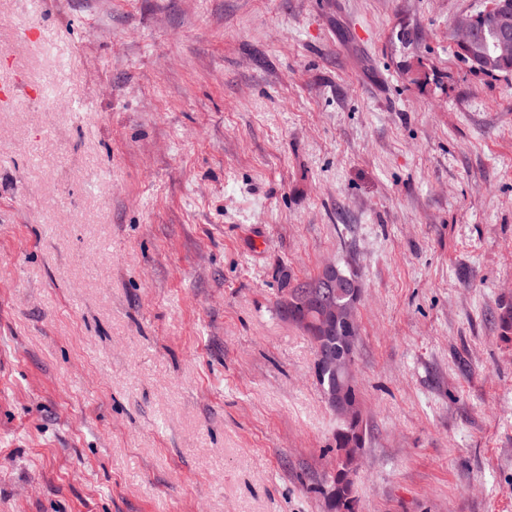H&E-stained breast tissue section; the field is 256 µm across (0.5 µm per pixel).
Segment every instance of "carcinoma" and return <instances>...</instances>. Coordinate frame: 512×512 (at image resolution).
<instances>
[{
	"label": "carcinoma",
	"mask_w": 512,
	"mask_h": 512,
	"mask_svg": "<svg viewBox=\"0 0 512 512\" xmlns=\"http://www.w3.org/2000/svg\"><path fill=\"white\" fill-rule=\"evenodd\" d=\"M494 37L490 32L484 30L483 23H478V34L472 49L480 51L488 59L485 68L481 72L486 74L511 72L512 60L503 61L497 58L492 49ZM339 277L336 284V302L346 303L351 300L354 290L347 287L348 280L357 279V275L350 269L337 266ZM321 277H316L311 283L300 284L288 290V303L283 309L288 313V320L299 323L308 312L305 303L307 289L314 288L320 284ZM498 324L501 330V337L512 341V303L503 302L500 304ZM347 330L341 325L331 328V334L325 337L326 351H338L343 347ZM316 378L322 392L325 394L336 393V398L348 405L360 407L361 395L356 382H347L342 376H333L329 372L316 374ZM367 424L364 418L348 426H340L336 429L334 437L337 452L336 471L330 476L329 483L336 488V498L328 501L329 512H356L357 499L355 495L354 468L350 464L349 449L365 448L367 442Z\"/></svg>",
	"instance_id": "carcinoma-1"
}]
</instances>
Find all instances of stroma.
Here are the masks:
<instances>
[{
  "label": "stroma",
  "mask_w": 512,
  "mask_h": 512,
  "mask_svg": "<svg viewBox=\"0 0 512 512\" xmlns=\"http://www.w3.org/2000/svg\"><path fill=\"white\" fill-rule=\"evenodd\" d=\"M482 0H0V512H327L285 289L354 271L358 512H512V73ZM485 11L486 8L474 13V15L478 17V34L476 41L474 19L470 14L460 17L455 22L454 30L456 40L462 47L470 46L475 41L467 53L470 54L471 51L478 50L486 56L488 59L486 67L478 71L486 74L511 72L512 60L503 61L498 59L492 49V42L495 38L494 47L499 51L501 56H512V30L509 27V16L510 13H512V1L495 0L494 3L489 6L485 18L488 29L494 33V37L490 32H484L482 16Z\"/></svg>",
  "instance_id": "stroma-1"
}]
</instances>
